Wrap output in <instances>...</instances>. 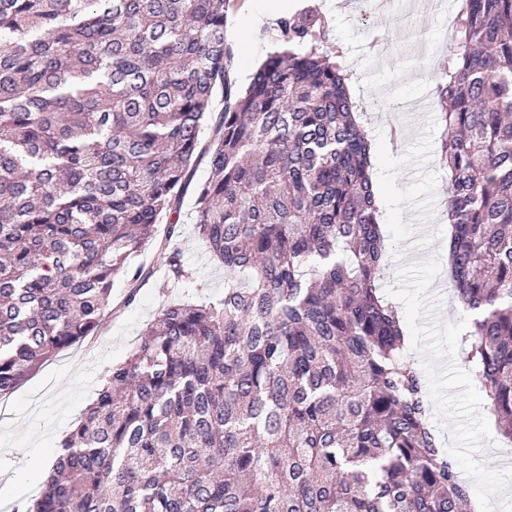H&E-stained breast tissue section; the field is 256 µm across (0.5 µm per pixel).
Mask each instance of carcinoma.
<instances>
[{
    "mask_svg": "<svg viewBox=\"0 0 512 512\" xmlns=\"http://www.w3.org/2000/svg\"><path fill=\"white\" fill-rule=\"evenodd\" d=\"M226 0H0V397L95 333L195 187L224 298L165 306L27 512H466L405 327L340 51L310 10L247 87ZM436 93L469 369L512 439V0H460ZM224 111L200 146L216 86ZM385 224H386V226L383 228V233H384L387 245H388L387 254H386L387 272H386V275L384 276V278L379 282V291H380V294L385 298V300L387 302L391 303L393 306L396 307V309L399 311V313H400V315L402 317L403 323L405 324L407 335L410 337V345H409L410 352H411V354L413 356L414 363H415L416 367L422 372V375L424 376V379H425V382H426V388L428 390V377L426 375L425 370L422 367L421 357H420V355L417 352H414L412 350L411 334H410V329H409V326H408V323H407V320H406V315H405L404 307H403V305L398 300H396L393 297L389 296L388 293H387V289L391 285H393L394 282H395V275H396V270H397L398 264L393 259V256H392L391 236H390V233H389V230H388V227H387V223H385Z\"/></svg>",
    "mask_w": 512,
    "mask_h": 512,
    "instance_id": "cac0c4a2",
    "label": "carcinoma"
}]
</instances>
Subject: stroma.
Instances as JSON below:
<instances>
[{
	"mask_svg": "<svg viewBox=\"0 0 512 512\" xmlns=\"http://www.w3.org/2000/svg\"><path fill=\"white\" fill-rule=\"evenodd\" d=\"M457 8L458 0H391L374 5L365 15L355 0H234L227 12V41L234 55L231 77L237 85L248 84L253 71L279 45L280 18L317 10L329 22L328 47L344 50L343 63L364 110L366 130L384 133L390 152L399 156L420 139L428 121L437 123L434 143L444 138L435 87L448 60ZM258 13L268 15V24L249 30L250 18ZM428 167L438 180L424 223L426 233L402 243L422 259L448 247L450 175L438 158H431ZM181 215V231L170 246L193 269L192 286H175L160 263L157 243L147 242L133 262L150 269L148 281L133 297L124 284L113 288L112 302L121 306V313L106 315L96 335L59 352L12 393L0 397V487L14 478L20 457L54 463L61 440L96 399L112 365L135 349L160 309L180 300L223 298L224 269L194 231L193 192L184 194Z\"/></svg>",
	"mask_w": 512,
	"mask_h": 512,
	"instance_id": "1",
	"label": "stroma"
}]
</instances>
